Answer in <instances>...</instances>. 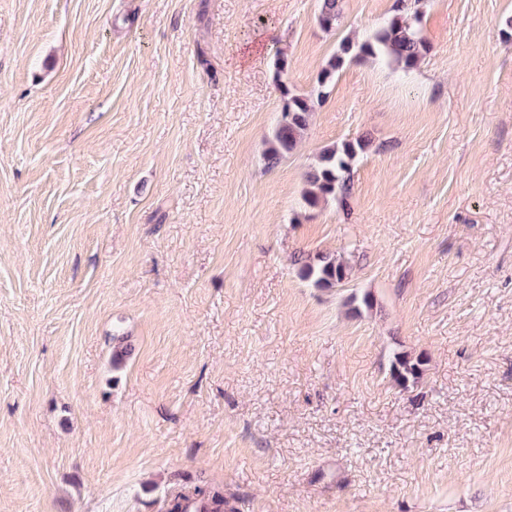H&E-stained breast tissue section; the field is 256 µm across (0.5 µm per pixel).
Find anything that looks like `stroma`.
Masks as SVG:
<instances>
[{"mask_svg":"<svg viewBox=\"0 0 512 512\" xmlns=\"http://www.w3.org/2000/svg\"><path fill=\"white\" fill-rule=\"evenodd\" d=\"M394 3L0 0V512H512V0H423L421 64L347 63L264 160L283 89ZM359 138L348 203L304 210ZM342 0H320V27L327 32L336 29L342 11ZM368 145L366 140L356 139L324 148L316 165L306 174L303 208L315 210L329 200L345 202L354 188L353 167ZM303 279L317 288H333L349 277V268L335 255L317 253L308 258L300 267ZM423 361L404 354H396L391 363V375L399 385L417 382L422 376ZM168 512H233L218 488L197 485L192 491L176 494L168 503Z\"/></svg>","mask_w":512,"mask_h":512,"instance_id":"obj_1","label":"stroma"}]
</instances>
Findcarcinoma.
I'll return each instance as SVG.
<instances>
[{
    "mask_svg": "<svg viewBox=\"0 0 512 512\" xmlns=\"http://www.w3.org/2000/svg\"><path fill=\"white\" fill-rule=\"evenodd\" d=\"M396 14L374 35L361 42L346 37L341 40L317 76L315 92L323 99L334 86L336 74L348 61L386 57L403 70L416 68L426 56L428 46L421 34L420 0H396ZM342 11V0H320V27L330 32L336 29ZM280 118L267 142L264 154L267 167L274 168L293 153L303 140L313 111L310 95L283 90ZM368 147L364 139L345 141L324 148L318 161L306 174L302 206L315 210L330 200L346 201L352 194L353 167ZM303 279L316 288H332L349 277V268L334 255L317 253L300 267ZM423 361L396 354L391 363V375L400 385L417 382L422 376ZM168 512H229L224 493L218 488L197 485L193 490L176 494L168 503Z\"/></svg>",
    "mask_w": 512,
    "mask_h": 512,
    "instance_id": "carcinoma-1",
    "label": "carcinoma"
}]
</instances>
